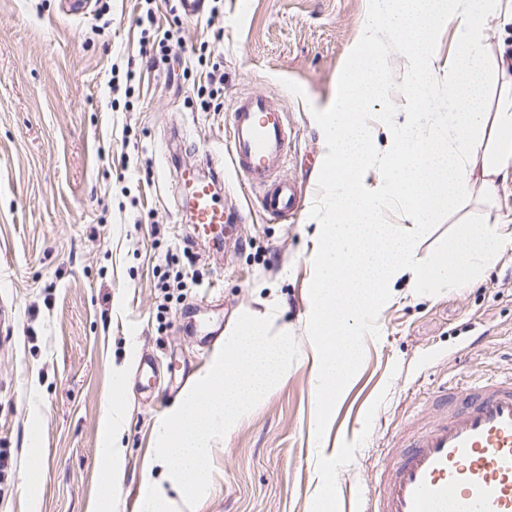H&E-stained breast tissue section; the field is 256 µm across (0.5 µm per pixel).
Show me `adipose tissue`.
Here are the masks:
<instances>
[{"label":"adipose tissue","instance_id":"obj_1","mask_svg":"<svg viewBox=\"0 0 512 512\" xmlns=\"http://www.w3.org/2000/svg\"><path fill=\"white\" fill-rule=\"evenodd\" d=\"M512 25V0H373L372 21L360 36L358 61L350 67L342 94L317 124L322 136L321 215L310 237L311 299L307 318L318 382L317 414L325 416L354 378L363 350L364 320L395 301L397 281L412 296L431 289L460 288L483 267L512 248L502 232L503 217L482 224L460 223L446 249L422 259L419 239L433 218L461 207L472 195L491 200L498 184L512 181V59L495 66V103H488L482 61L488 19ZM455 26L458 55L448 65L450 111L428 106L440 79L434 59L424 51L441 20ZM388 31L405 59L407 79L400 104L385 115L390 136L378 146L365 119L374 97H390L389 88L369 69H385L378 35ZM400 204V224H380L378 215ZM124 410L106 400L102 428L104 492L120 474L114 429Z\"/></svg>","mask_w":512,"mask_h":512}]
</instances>
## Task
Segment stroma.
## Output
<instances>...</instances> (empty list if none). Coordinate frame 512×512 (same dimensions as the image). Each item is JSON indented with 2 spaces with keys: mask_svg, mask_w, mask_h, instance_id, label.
Masks as SVG:
<instances>
[{
  "mask_svg": "<svg viewBox=\"0 0 512 512\" xmlns=\"http://www.w3.org/2000/svg\"><path fill=\"white\" fill-rule=\"evenodd\" d=\"M61 0H0V512H92L99 494L107 397L126 421L123 473L106 512H132L161 421L209 367L242 313L278 312L299 349L270 391L210 458L195 512H313L317 470L342 450L335 512H355L405 416L432 388L512 371V249L465 288L398 297L374 318L358 372L313 429L315 383L305 319L309 223L321 178L315 115L335 99L372 0H218L186 20L155 0L177 40L141 65V0L97 15ZM136 61L131 92H112L113 64ZM224 83L202 106L205 72ZM263 93L294 127L282 174L302 190L285 221L261 213L227 164L226 111ZM225 160L223 198L241 223L221 255L194 251L176 208L180 168ZM160 378L134 388L141 354ZM122 368L114 376L113 368ZM41 469L32 490L22 475Z\"/></svg>",
  "mask_w": 512,
  "mask_h": 512,
  "instance_id": "obj_1",
  "label": "stroma"
}]
</instances>
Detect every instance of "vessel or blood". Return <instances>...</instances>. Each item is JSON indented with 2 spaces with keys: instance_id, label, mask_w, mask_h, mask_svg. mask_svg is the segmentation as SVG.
<instances>
[{
  "instance_id": "vessel-or-blood-1",
  "label": "vessel or blood",
  "mask_w": 512,
  "mask_h": 512,
  "mask_svg": "<svg viewBox=\"0 0 512 512\" xmlns=\"http://www.w3.org/2000/svg\"><path fill=\"white\" fill-rule=\"evenodd\" d=\"M291 130L272 97L250 94L230 108L229 159L211 175H179L181 208L191 214L193 243L220 251L235 215L217 202L225 164L244 189L260 188L271 218L296 213L300 192L280 170ZM435 409L384 449L374 493L359 512H512V374L434 393Z\"/></svg>"
}]
</instances>
